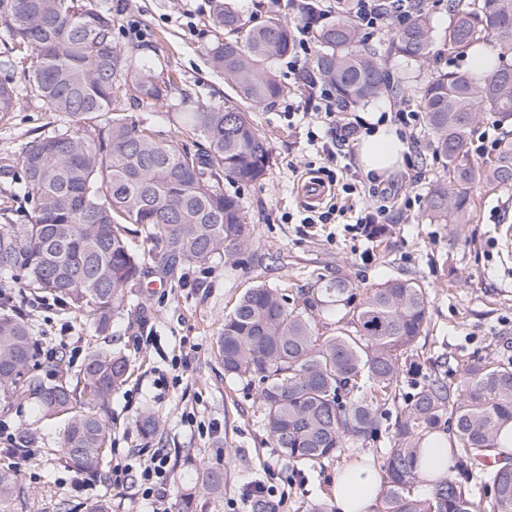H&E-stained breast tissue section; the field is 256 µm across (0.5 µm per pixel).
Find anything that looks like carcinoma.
<instances>
[{
  "label": "carcinoma",
  "instance_id": "obj_1",
  "mask_svg": "<svg viewBox=\"0 0 512 512\" xmlns=\"http://www.w3.org/2000/svg\"><path fill=\"white\" fill-rule=\"evenodd\" d=\"M215 28L234 34L207 49L211 67L224 74L236 98L172 113L174 133L202 140L191 150L160 136L149 115L118 107L121 87L137 104L162 106L177 87L152 59L118 47L107 5L88 0H0V26L14 45L31 52L26 92L59 116V124L0 156V178L17 186L31 209L22 223L3 212L0 289L21 298L59 303L88 322L97 336L130 304L131 289L147 261L167 272L176 263L236 261L251 233L238 197L224 193L225 179L258 181L270 162L268 138L250 109L283 95L272 62L288 54V25L245 23L231 0H211ZM448 50L472 51L488 73L453 70L416 90L433 136V153L448 176L428 197L439 224H468L471 192L480 185L512 186V140L500 142L481 166L468 158L467 140L483 114L512 122V0H481L476 8L448 0ZM314 68L340 103L366 104L389 89L390 75L342 11L315 36ZM493 40L496 57L478 45ZM434 28L423 3L392 42L413 63L431 56ZM20 92L0 80V115L17 111ZM153 245H132V229ZM0 310V409L22 399L36 402L41 418L63 421L58 464L78 474L102 476L112 447V394L130 375L129 359L94 347L72 374L45 382L36 370L39 330L31 315L3 296ZM336 310V327L320 324ZM429 321L426 289L406 278L389 279L362 293L346 275L292 299L285 289L259 282L224 317L218 352L224 373L251 388L274 447L295 464L336 457L346 441L370 442L382 433V406L396 392L401 360ZM512 425V366L478 361L467 367L460 391L432 381L413 395L395 424L384 462L381 512H512L511 457L495 454ZM448 432L459 467L484 459L483 495L474 501L453 478L421 493L418 459L423 440ZM34 432L19 425L12 448L25 456ZM20 492L19 469L0 468V509Z\"/></svg>",
  "mask_w": 512,
  "mask_h": 512
}]
</instances>
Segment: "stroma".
I'll use <instances>...</instances> for the list:
<instances>
[{
  "label": "stroma",
  "mask_w": 512,
  "mask_h": 512,
  "mask_svg": "<svg viewBox=\"0 0 512 512\" xmlns=\"http://www.w3.org/2000/svg\"><path fill=\"white\" fill-rule=\"evenodd\" d=\"M116 17L119 47L160 60L178 86L173 104H218L229 92L222 74L210 67L206 49L215 39L211 0H107ZM434 26L433 55L414 64L391 50L395 28L366 36L391 76L389 90L368 104H351L338 114L340 123L380 115L397 121L414 113L398 132L409 144L403 170L380 183L366 180L358 162V141L341 144L327 134L317 101L289 73L285 60L273 68L287 86L285 96L253 110L260 131L270 137L271 163L264 178L251 185L224 181L225 193L239 198L251 229L248 248L237 263L216 258L205 265H176L169 276L149 273L134 291L131 308L112 329V347L127 355L132 375L112 397V452L105 472L143 459L144 449H166L168 512H178L190 495V512H250L242 494L262 481L287 489L283 512H309L328 501L331 483L344 465L366 459L382 467L392 446V429L404 416L416 388L439 380L458 389L469 364L477 359L512 361V249L503 247L512 226V187H479L473 192L467 224H439L427 202L432 184L443 177V159L432 153V136L414 102L417 84L438 73L466 68L470 58L450 53L444 44L448 0H424ZM250 26L269 21L291 30L317 29L335 23L338 12L320 17L299 15L293 0H235ZM139 25L140 36L129 35ZM294 106L288 116L286 106ZM58 117L35 99L22 100L17 112L0 119V154L18 153L22 145L56 126ZM334 173L337 189L320 210L340 207L327 224L305 223L303 185ZM355 185L346 194L344 184ZM385 206L384 229L373 239L352 226L366 211ZM348 275L359 289L393 278H411L426 288L428 326L402 361L395 396L384 406V431L377 442L346 443L336 457L315 466L293 467L275 448L262 421L254 389L225 376L217 340L224 316L238 297L263 281L296 294ZM26 313L41 324L44 340L37 371L48 378L80 368L98 337L78 326L59 307L35 300ZM152 412L160 428L143 436L142 411ZM26 424L36 432L31 458L20 463V493L9 512H88L100 497L112 512H150L136 487L89 480L58 465L53 451L58 429L45 425L30 401L0 412V436ZM223 481L220 492L208 487L210 473Z\"/></svg>",
  "instance_id": "35a3bbf8"
}]
</instances>
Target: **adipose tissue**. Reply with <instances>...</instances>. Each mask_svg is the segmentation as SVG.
I'll return each mask as SVG.
<instances>
[{
  "label": "adipose tissue",
  "instance_id": "obj_1",
  "mask_svg": "<svg viewBox=\"0 0 512 512\" xmlns=\"http://www.w3.org/2000/svg\"><path fill=\"white\" fill-rule=\"evenodd\" d=\"M407 153L393 125L370 118L358 147L359 164L368 180L387 179L403 167ZM380 491L381 479L376 468L356 462L337 471L330 500L336 512H371Z\"/></svg>",
  "mask_w": 512,
  "mask_h": 512
}]
</instances>
